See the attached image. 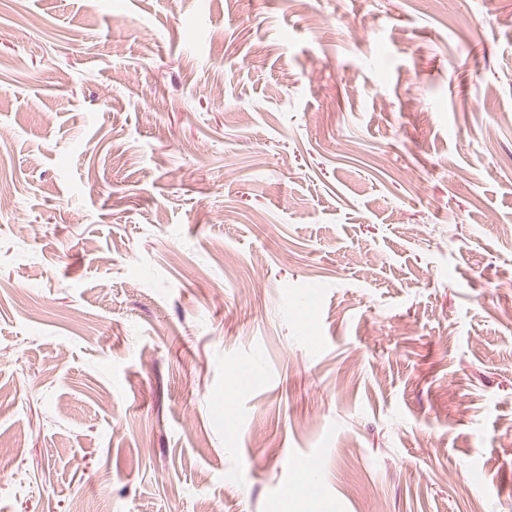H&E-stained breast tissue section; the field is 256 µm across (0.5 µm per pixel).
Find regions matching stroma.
<instances>
[{
	"label": "stroma",
	"mask_w": 512,
	"mask_h": 512,
	"mask_svg": "<svg viewBox=\"0 0 512 512\" xmlns=\"http://www.w3.org/2000/svg\"><path fill=\"white\" fill-rule=\"evenodd\" d=\"M0 512H512V0H0Z\"/></svg>",
	"instance_id": "obj_1"
}]
</instances>
